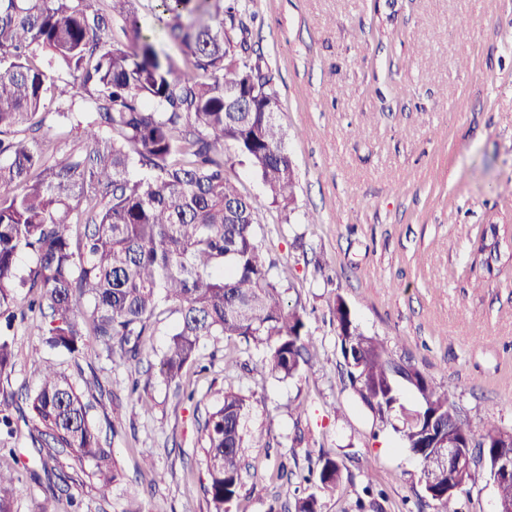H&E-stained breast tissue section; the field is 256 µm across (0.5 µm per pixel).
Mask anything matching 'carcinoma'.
<instances>
[{
  "label": "carcinoma",
  "instance_id": "1",
  "mask_svg": "<svg viewBox=\"0 0 512 512\" xmlns=\"http://www.w3.org/2000/svg\"><path fill=\"white\" fill-rule=\"evenodd\" d=\"M163 38L172 55L142 34L146 0H0V435L29 426L33 445L58 460L91 459L108 494L118 474L87 418L85 393L36 348V390L13 414L10 389L17 319L39 314L41 344L73 357L88 337L107 358L137 364L160 302L180 318L159 359L167 381L182 378L211 336L267 348L271 370L294 379L310 366L304 314L284 305L276 263L257 238V208L227 174L247 162L282 213L291 212L296 172L278 123L275 75L254 56L247 0H161ZM57 76L48 75V71ZM79 133L84 146L60 152L48 115ZM478 251L488 272L501 261L496 236ZM28 252L34 266L20 272ZM336 330L350 355V385L380 417L401 422L404 447L420 464L438 512H458V496L489 469L502 435L489 428L471 448L473 465L454 477L436 455L448 435L474 441L453 394L410 359L365 335L336 295ZM416 404L401 403L399 387ZM247 399L224 391L203 426L204 490L224 512L241 486ZM342 478L318 458L298 475L314 491L295 512H320L321 494ZM14 472L0 468V512H13Z\"/></svg>",
  "mask_w": 512,
  "mask_h": 512
}]
</instances>
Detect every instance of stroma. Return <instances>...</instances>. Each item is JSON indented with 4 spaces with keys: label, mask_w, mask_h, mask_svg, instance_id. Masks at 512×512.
Here are the masks:
<instances>
[{
    "label": "stroma",
    "mask_w": 512,
    "mask_h": 512,
    "mask_svg": "<svg viewBox=\"0 0 512 512\" xmlns=\"http://www.w3.org/2000/svg\"><path fill=\"white\" fill-rule=\"evenodd\" d=\"M250 11L298 176L290 223L249 164L229 175L258 210L284 302L306 312L313 368L283 381L265 347L214 336L199 347L205 372L166 382L158 355L180 317L167 302L141 364L43 349L76 386L98 377L123 406V425L107 437L118 480L101 498L88 460L74 483L49 487L23 430L0 449L18 476L13 512H126L150 501L163 512H211L201 436L225 390L250 403L229 512H266L274 499L293 507L309 492L296 473L323 453L343 480L322 512H437L418 460L349 386L339 296L361 331L453 392L475 435L512 432V264L488 278L472 254L483 229L512 231V0H252ZM38 344L33 327L17 328L18 398L37 386ZM228 353L237 366L225 367ZM135 378L150 411L129 402Z\"/></svg>",
    "instance_id": "obj_1"
}]
</instances>
